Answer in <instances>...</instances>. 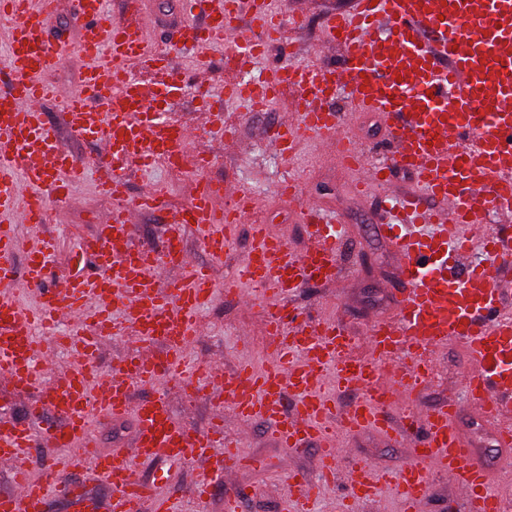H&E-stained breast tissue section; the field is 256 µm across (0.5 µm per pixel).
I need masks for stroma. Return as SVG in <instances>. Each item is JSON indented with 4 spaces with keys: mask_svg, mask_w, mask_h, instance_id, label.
Listing matches in <instances>:
<instances>
[{
    "mask_svg": "<svg viewBox=\"0 0 512 512\" xmlns=\"http://www.w3.org/2000/svg\"><path fill=\"white\" fill-rule=\"evenodd\" d=\"M352 0H272L271 7L283 16L279 40L265 51L256 71L276 69L284 64L336 62L343 54L340 46L326 43L324 18L346 10ZM153 16V25L147 28L151 47L169 56L173 66L181 71V90L174 97L170 115L175 120L196 126L204 122V109L195 97L199 84H208L211 97L222 105L228 118L237 122L238 140L225 143L218 130H210L200 141V149L212 159L205 176L227 184L250 188L257 197L258 206L249 222L240 224L236 241L223 259H212L202 246V235L195 226L184 230V241L190 258L208 267L216 284L211 302L200 314L204 330L186 349L189 362H205L221 358L225 373H234L239 364L251 363L261 367L270 363L266 332L267 308L262 302L242 304L237 296L225 294L226 279L245 262L253 246L250 227L267 225L271 234L283 238L291 252L305 251L308 240L300 219L301 200L314 197L324 210L335 215L345 231L340 260L345 269L343 277L334 283L304 289L293 299L300 316L318 314L320 307L336 313L337 322L353 336L357 344H364L370 325L377 320H392L397 315L398 271L400 257L391 243L376 229L383 223L382 195L407 194L416 191L413 175L404 169H394L388 189L369 188L358 194L354 188L356 172L334 161L320 140L302 143L294 158L282 156L266 142L270 125L287 120L291 108V94H284L272 108L262 112L244 111L239 102L225 99L224 83L235 77L236 69L227 59L226 51L215 48L205 51H181L173 45L172 32L182 22L204 15L193 0H146L144 4ZM86 68L78 54L65 56L62 63L50 71L45 80L57 88V97L46 100L42 109L47 119L56 126H64L65 113L61 99L75 92ZM336 107L348 112L347 124L341 135L353 143L373 151L388 152L385 124L380 115L370 112H349L345 99H337ZM297 175L299 197L288 200L280 196L279 183L288 175ZM194 178L192 170L174 172L163 164L148 169L134 168L127 172L129 190L140 195L164 189L167 209L138 215L132 242L135 246L157 249L169 210L184 205L189 199V187ZM111 208L109 200L97 189L96 171H88L85 181L76 187L66 200L50 207V216L44 224H19L15 232L23 245H32L40 237L57 240L58 258L48 279L56 281L76 269L93 270L90 258L82 256L78 242L81 236L92 232L96 217ZM436 370L415 395V404L421 409H432L447 401L466 404L462 380L469 368L464 347L457 342L434 351ZM175 418L195 430L204 431L224 411L217 401L212 386H205L202 397L193 405H186L178 384L166 387ZM225 432L239 444L243 453L264 461L261 469L237 470L231 479L242 493L243 512H283L287 496L283 466L305 475L311 482L322 479V465L315 449L286 448L271 437V426L262 420L250 422L241 429L235 422L225 424ZM356 457L378 470L395 471L411 459L410 448L393 444L382 436L363 430L352 434L346 442ZM135 470L147 477L162 480V489L176 503L178 512H224V479L212 472L206 460H195L180 467L163 471L157 464L137 462ZM213 482L212 496L201 503L190 498V488L203 476Z\"/></svg>",
    "mask_w": 512,
    "mask_h": 512,
    "instance_id": "1",
    "label": "stroma"
}]
</instances>
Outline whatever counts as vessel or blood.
Here are the masks:
<instances>
[{
  "mask_svg": "<svg viewBox=\"0 0 512 512\" xmlns=\"http://www.w3.org/2000/svg\"><path fill=\"white\" fill-rule=\"evenodd\" d=\"M203 3L204 22L180 24L173 34L175 48L225 45L233 62L244 66L263 53L264 38L279 31L267 0ZM57 8L58 0H0L10 49L7 81L0 87V281L19 280L36 292L31 309L14 296H0V377L17 390L40 391L27 407L26 420L0 422V462L13 472L12 490L0 493V512H44L53 490L86 506L85 488L72 480L85 472L111 490V512H175L155 481L132 478V460L177 466L218 448L217 465L227 473L261 462L245 459L225 434L223 421L204 432L192 430L174 421L164 395L134 403L129 386L176 381L193 388L194 372L183 355L201 333L198 312L215 284L208 269L190 259L183 229L196 225L206 252L222 259L236 224L254 210L256 199L248 188L201 177L176 220L168 223L160 249L134 246L115 256L112 244L132 237L135 215L165 203L159 192L128 197L127 170L176 158L201 171L211 158L194 151L195 130L156 106L158 95H171L178 82L167 57L147 43L141 0H126L123 18L113 21L104 16L103 0H81L86 22L70 50L88 66L80 90L66 98L64 128L47 121L42 102L56 90L42 76L63 58L45 38ZM245 11L262 38L238 34ZM325 37L327 43L342 44L340 67L301 63L262 78L227 81L225 90L252 107L295 91L291 120L268 133L283 154H292L299 139L313 136L338 143L341 162L360 175L359 186L388 185L396 167L414 175L418 192L397 202L405 215L400 227H377L391 235L402 259L397 318L371 324L362 356L355 338L335 318L297 321L292 296L341 277V226L316 202H307L301 218L309 226L310 244L295 256L266 225H255L256 243L224 288L230 293L236 284H245L249 290L239 295L242 304L267 302L275 361L259 370L243 365L225 380L224 399L238 419L269 422L279 445L316 447L328 474H335L340 460H349L345 485L352 502L376 500L386 484L399 496L403 512H418L437 473L455 486L467 512H507L492 486L512 472V312L503 308L505 296L512 295V277L494 276L466 258L471 232L500 216L505 225L483 242L492 262L512 267V0H354L351 10L328 17ZM146 73L151 81H143ZM341 94L352 111L383 116L396 149L393 160L370 159L365 149L337 140L346 116L332 104ZM97 101L105 107L99 115L92 108ZM65 136L102 145L96 158L98 186L114 205L79 244L95 259L98 274L78 271L48 288L44 280L57 255L56 241L43 239L26 251L22 269H15L19 241L14 226L43 223L50 202L68 197L84 178L87 166L63 146ZM220 198L233 200L234 208H217ZM431 200L439 202V209H428ZM170 267L180 271V278L168 292L156 291L157 277ZM70 318L93 327L91 333L68 336L81 365L44 387L41 374L51 359L37 355L41 333ZM126 326L135 327L139 342L162 345L165 356L130 355L118 379L100 384V342ZM456 339L470 362L464 377L468 400L499 436L501 459L494 465L477 454L460 429V405L451 401L421 410L414 404L416 391L435 370L433 351ZM330 384L356 391V401L337 410L326 393ZM396 400L405 404L398 429L386 416ZM49 414L57 422L42 432L67 453L35 478L23 467L34 441L30 424ZM99 414L135 415L129 454L100 448L91 425ZM366 429L408 442L410 461L397 472L381 474L353 460L345 438ZM289 479L292 512H309L315 487L297 472Z\"/></svg>",
  "mask_w": 512,
  "mask_h": 512,
  "instance_id": "obj_1",
  "label": "vessel or blood"
}]
</instances>
